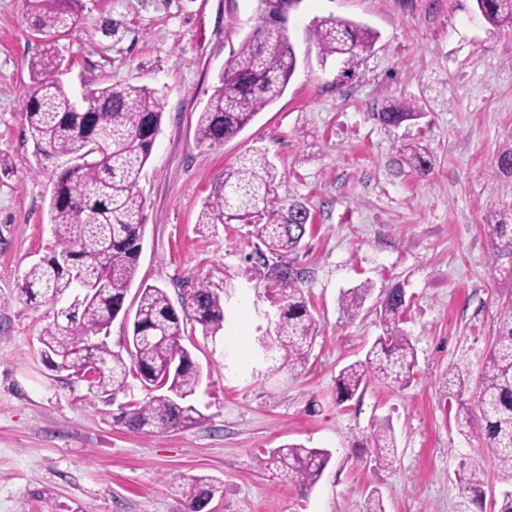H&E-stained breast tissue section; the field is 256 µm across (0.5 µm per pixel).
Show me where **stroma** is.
Wrapping results in <instances>:
<instances>
[{
	"instance_id": "stroma-1",
	"label": "stroma",
	"mask_w": 512,
	"mask_h": 512,
	"mask_svg": "<svg viewBox=\"0 0 512 512\" xmlns=\"http://www.w3.org/2000/svg\"><path fill=\"white\" fill-rule=\"evenodd\" d=\"M84 5L82 22L59 42L68 64L58 80L77 97L124 83L166 95L139 184L146 227L137 281L174 302L191 273L236 291L223 331L193 338L203 415L193 427L134 433L120 407L142 391L107 403L43 363L45 309L19 301L18 288L51 251L48 205L71 159L44 157L29 136L21 97L39 46L24 0H0V157L13 168L0 176V512H185L182 491L195 476L224 485L210 512H360L375 488L386 512H475L458 480L466 468L482 472L486 494L511 488L480 429L459 433L441 379L458 364L479 370L499 300L512 293V280L491 266L482 223L489 205L512 204V178L495 173L497 150L512 137V32L492 29L474 0H302L288 31L297 66L287 91L208 148L196 142L197 118L256 24L254 0ZM330 15L373 29V49L349 62L321 59L312 31ZM108 17L121 24L112 38L99 30ZM398 102L421 118L384 126L378 112ZM413 139L434 157L428 174L400 149ZM257 149L275 164L280 195L310 210L298 265L317 337L301 366L260 353L279 311L270 282L242 277L258 244L251 227L198 221L225 166ZM395 283L409 302L414 378L404 388L370 381L337 405L336 376L381 335L377 308ZM363 284L371 291L347 317L340 296ZM385 422L396 460L379 467L368 436ZM288 442L332 454L309 491L254 466L260 452Z\"/></svg>"
}]
</instances>
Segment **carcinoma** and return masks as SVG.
<instances>
[{"instance_id": "carcinoma-1", "label": "carcinoma", "mask_w": 512, "mask_h": 512, "mask_svg": "<svg viewBox=\"0 0 512 512\" xmlns=\"http://www.w3.org/2000/svg\"><path fill=\"white\" fill-rule=\"evenodd\" d=\"M257 24L240 43L218 86L199 112L196 140L216 147L236 137L266 107L285 93L297 57L285 26L286 14L302 0H255ZM478 10L495 29L512 28V0H476ZM31 26L42 42L41 53L29 61L31 85L22 96V114L37 151L46 156H71L74 164L55 180L48 220L54 245L49 256L33 263L23 275L19 298L47 307L48 322L40 336L41 356L57 372L84 380L105 396L132 390L139 381L144 397L132 401L125 424L152 436L198 424L203 415L192 403L201 373L184 337L201 331L214 338L224 330V297L209 281L188 276L175 308L165 289L140 283L137 305L125 300L137 272L144 237L143 200L138 184L160 133L165 94L153 87L125 83L87 88L76 99L53 77L62 66L56 42L82 19V0H26ZM313 38L322 60L336 55L355 57L371 50L375 33L333 16L321 19ZM417 116L406 103L378 113L387 126L397 127ZM412 168L421 174L433 168L431 153L418 142L404 145ZM496 173L512 177V142L498 150ZM277 173L267 155L255 151L224 169L199 215L200 224H248L260 242L255 261L245 272L261 274L278 288L281 301L273 347L292 366L304 363L315 339V319L301 294L304 271L297 267L304 249L310 212L298 201L285 202L277 193ZM488 227L494 266L512 273V206L489 209ZM370 288L342 293L340 306L352 318ZM408 303L395 284L379 305L382 335L365 359L343 367L336 378V403L342 405L377 378L403 388L413 377L417 353L401 324ZM128 327L121 354L97 339L109 335L117 317ZM471 371H448V409L460 433L474 424L484 430L488 456L512 479V293L498 309L497 328L476 378L475 404L464 399ZM375 465H392L396 441L388 424L372 434ZM330 460L324 449L285 443L254 459L258 470L273 481L306 490L319 481ZM464 494L485 506L479 471L460 476ZM224 493L223 484L196 476L185 485L187 512ZM360 512H386L374 488ZM490 512H512V490L491 496Z\"/></svg>"}]
</instances>
